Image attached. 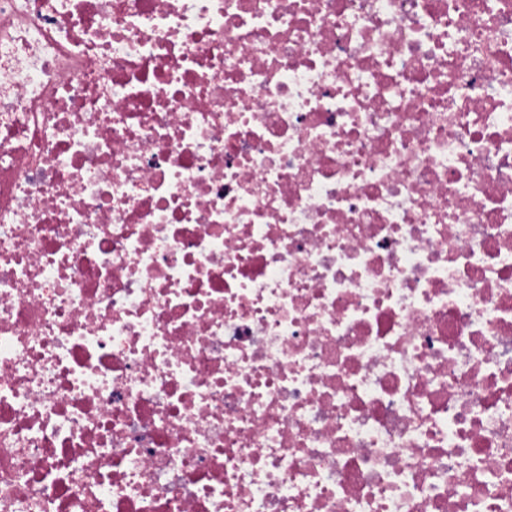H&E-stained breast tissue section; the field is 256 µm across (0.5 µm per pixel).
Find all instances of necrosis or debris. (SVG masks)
I'll list each match as a JSON object with an SVG mask.
<instances>
[{
	"label": "necrosis or debris",
	"mask_w": 512,
	"mask_h": 512,
	"mask_svg": "<svg viewBox=\"0 0 512 512\" xmlns=\"http://www.w3.org/2000/svg\"><path fill=\"white\" fill-rule=\"evenodd\" d=\"M0 512H512V0H0Z\"/></svg>",
	"instance_id": "1"
}]
</instances>
